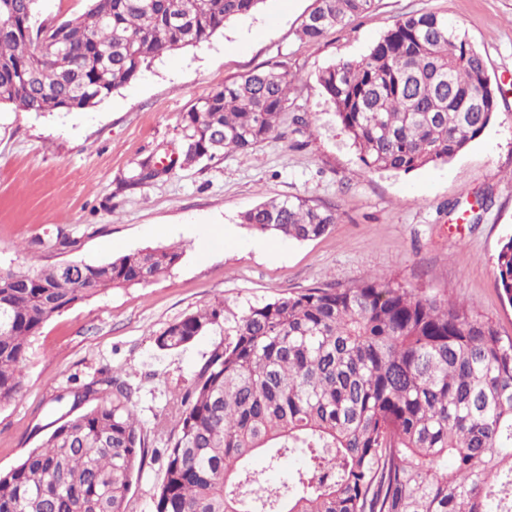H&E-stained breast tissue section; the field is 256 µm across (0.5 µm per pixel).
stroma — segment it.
<instances>
[{"instance_id": "1", "label": "stroma", "mask_w": 512, "mask_h": 512, "mask_svg": "<svg viewBox=\"0 0 512 512\" xmlns=\"http://www.w3.org/2000/svg\"><path fill=\"white\" fill-rule=\"evenodd\" d=\"M315 0H264L208 41L162 58L95 107L79 112L0 108V269L98 264L176 245L178 266L145 285L113 288L53 316L34 341L25 389L0 407V472L17 466L58 418L53 398L108 368L134 390L152 429L173 390L189 386L214 346L215 326L163 352L168 323L213 305L246 303L321 284L348 288L382 273L421 296L460 300L512 336V304L496 256L512 236V0H375L372 11L313 45L298 30ZM436 11L465 32L501 96L483 134L448 162L404 173L365 168L316 74L367 54L396 20ZM281 62L291 79L280 136L135 187L139 162L178 148L184 112L233 78ZM307 116L309 128L295 119ZM300 196L336 209L328 233L260 239L240 222L260 202ZM489 198L487 208L478 199ZM226 228L208 241L210 225ZM68 246H56L57 235ZM163 477L147 455L129 512H150Z\"/></svg>"}]
</instances>
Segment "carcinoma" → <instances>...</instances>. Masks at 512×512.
I'll return each mask as SVG.
<instances>
[{"label":"carcinoma","instance_id":"obj_1","mask_svg":"<svg viewBox=\"0 0 512 512\" xmlns=\"http://www.w3.org/2000/svg\"><path fill=\"white\" fill-rule=\"evenodd\" d=\"M38 2L0 0V105L23 112L89 109L264 0H91L60 22L39 19ZM372 6L317 0L300 38L316 44ZM486 71L465 34L426 11L398 19L368 54L327 66L317 82L367 169L410 172L448 162L485 130L500 94L484 93ZM290 89L281 64L269 63L199 98L182 116V163L248 153L277 134ZM168 171L145 159L125 183ZM240 219L306 241L337 216L294 197ZM181 258L159 246L76 262L74 276L53 265L0 279V407L22 396L32 341L52 316L155 281ZM496 276L512 304V236ZM221 321L224 340L155 418L164 475L152 512H512V337L492 320L375 273L352 288L188 314L156 347L177 350ZM133 395L109 370L57 395L61 424L0 473V512H128L148 447ZM257 454L268 469L290 456L305 465L272 487L250 466Z\"/></svg>","mask_w":512,"mask_h":512}]
</instances>
